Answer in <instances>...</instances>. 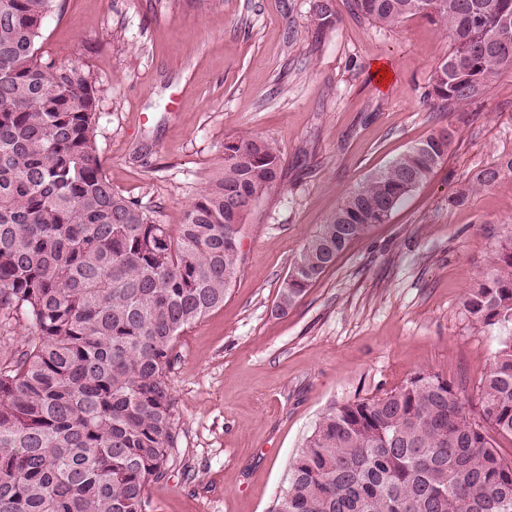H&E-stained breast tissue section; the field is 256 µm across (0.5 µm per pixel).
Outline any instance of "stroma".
I'll return each mask as SVG.
<instances>
[{
  "mask_svg": "<svg viewBox=\"0 0 512 512\" xmlns=\"http://www.w3.org/2000/svg\"><path fill=\"white\" fill-rule=\"evenodd\" d=\"M314 3L56 0L40 40L99 88L103 172L159 223H183L225 139L252 133L281 153L277 186L245 216L223 307L178 339L177 438L170 480L149 489L154 512H271L327 407L423 369L480 409L502 333L475 322L464 295L512 236V173L473 183L512 158V71L471 103L434 108L424 95L450 48L441 30L419 17L379 29L332 0L336 23L320 32ZM441 128L453 143L430 179L275 315L294 257L346 194Z\"/></svg>",
  "mask_w": 512,
  "mask_h": 512,
  "instance_id": "stroma-1",
  "label": "stroma"
}]
</instances>
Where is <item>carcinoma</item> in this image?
<instances>
[{
	"mask_svg": "<svg viewBox=\"0 0 512 512\" xmlns=\"http://www.w3.org/2000/svg\"><path fill=\"white\" fill-rule=\"evenodd\" d=\"M55 0H0V512H151L171 477L178 337L224 305L241 261L224 244L230 192L262 197L281 157L268 139L224 141V164L173 230L112 188L97 155L99 89L38 43ZM395 29L419 16L448 35L429 103L466 104L512 69V0H350ZM316 0L313 23L335 22ZM430 133L367 176L292 262L275 308L287 314L353 240L385 223L448 156ZM512 172L482 170L480 187ZM464 304L484 327L512 325V236ZM476 418L448 379L328 407L289 464L271 512H512V336L481 380Z\"/></svg>",
	"mask_w": 512,
	"mask_h": 512,
	"instance_id": "cac0c4a2",
	"label": "carcinoma"
}]
</instances>
